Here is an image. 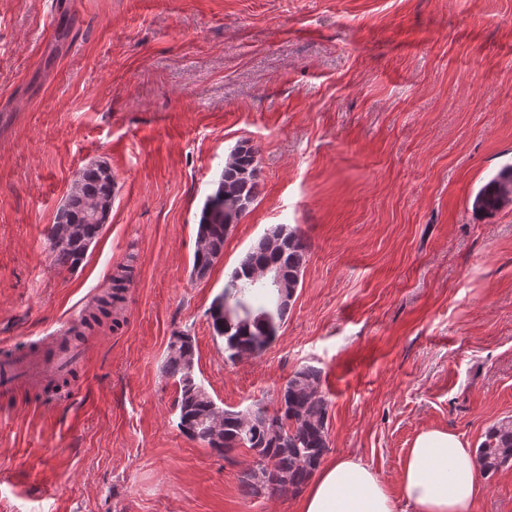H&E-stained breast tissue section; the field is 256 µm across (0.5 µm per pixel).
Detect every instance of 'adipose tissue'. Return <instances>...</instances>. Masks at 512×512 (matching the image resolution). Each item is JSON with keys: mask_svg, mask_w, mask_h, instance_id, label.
Returning <instances> with one entry per match:
<instances>
[{"mask_svg": "<svg viewBox=\"0 0 512 512\" xmlns=\"http://www.w3.org/2000/svg\"><path fill=\"white\" fill-rule=\"evenodd\" d=\"M476 451L446 430L417 434L390 488L356 457L327 462L298 500V512H473Z\"/></svg>", "mask_w": 512, "mask_h": 512, "instance_id": "adipose-tissue-1", "label": "adipose tissue"}]
</instances>
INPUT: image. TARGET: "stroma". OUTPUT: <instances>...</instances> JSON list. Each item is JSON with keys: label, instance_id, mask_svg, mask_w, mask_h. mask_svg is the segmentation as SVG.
Returning <instances> with one entry per match:
<instances>
[{"label": "stroma", "instance_id": "1", "mask_svg": "<svg viewBox=\"0 0 512 512\" xmlns=\"http://www.w3.org/2000/svg\"><path fill=\"white\" fill-rule=\"evenodd\" d=\"M242 141L259 195L199 278V216ZM97 162L112 210L58 269L47 233ZM508 162L512 0H0V346L72 335L130 277L66 387L0 397V512H296L244 492L248 449L177 428L178 332L224 408L275 411L320 368L328 458L389 486L421 431L478 446L512 416V205L472 201ZM276 224L306 245L301 284L275 340L228 361L208 309ZM474 512H512V464ZM130 280L125 275H119L114 278L112 285V293L107 298L99 301L97 306L98 313L106 316L109 313V308L117 307L124 300V293Z\"/></svg>", "mask_w": 512, "mask_h": 512}]
</instances>
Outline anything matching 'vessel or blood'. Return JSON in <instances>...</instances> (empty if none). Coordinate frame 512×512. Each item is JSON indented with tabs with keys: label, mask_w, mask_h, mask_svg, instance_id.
Listing matches in <instances>:
<instances>
[{
	"label": "vessel or blood",
	"mask_w": 512,
	"mask_h": 512,
	"mask_svg": "<svg viewBox=\"0 0 512 512\" xmlns=\"http://www.w3.org/2000/svg\"><path fill=\"white\" fill-rule=\"evenodd\" d=\"M77 354L78 346L71 337L56 336L32 351L0 357V394L45 388L69 370Z\"/></svg>",
	"instance_id": "b4317fda"
}]
</instances>
